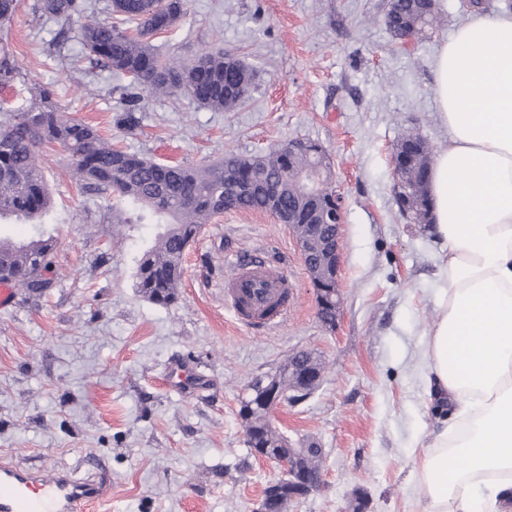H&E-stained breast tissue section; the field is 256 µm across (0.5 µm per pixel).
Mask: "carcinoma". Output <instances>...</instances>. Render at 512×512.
I'll return each instance as SVG.
<instances>
[{"label": "carcinoma", "mask_w": 512, "mask_h": 512, "mask_svg": "<svg viewBox=\"0 0 512 512\" xmlns=\"http://www.w3.org/2000/svg\"><path fill=\"white\" fill-rule=\"evenodd\" d=\"M39 11L49 20L79 21V39L85 56L95 65L128 79L122 87L126 103L120 126L133 129L140 91L155 95L179 92L214 111L231 112L251 94L253 70L222 50L205 51L189 67L179 60H164L151 39L175 26L188 11V0H112L115 21L101 22L85 15L81 0H40ZM438 22L422 0H394L385 24L399 40L414 36ZM19 75L17 60L8 47H0V86L11 87ZM59 146L69 154L73 173L82 186L108 194L119 203L144 210L139 221L165 225L156 244L146 252L136 271V288L150 301L168 305L178 299L185 249L202 225L224 212V192L238 188L233 209L270 213L293 224L336 223V191L327 186L316 204L302 200L289 173L322 162L321 147L308 140L297 150L284 145L267 156L230 154L229 162L189 166L165 165L138 154L104 144L97 131L64 115L55 92L44 87L38 100L6 113L0 123V218L36 220L51 208V195L43 177L39 149ZM430 149L426 142L401 170L405 183L399 211L416 224L430 223L427 191ZM54 240L41 233L21 242L0 239V280L11 279L30 294L33 276L40 287L54 284L49 255ZM304 358L319 371L323 366L311 353L300 350L288 356L278 375L280 390L288 395L295 373L289 365ZM239 415L254 448L295 455L287 439L273 426L270 411L251 400L241 404Z\"/></svg>", "instance_id": "cac0c4a2"}]
</instances>
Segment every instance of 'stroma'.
Masks as SVG:
<instances>
[{"label": "stroma", "mask_w": 512, "mask_h": 512, "mask_svg": "<svg viewBox=\"0 0 512 512\" xmlns=\"http://www.w3.org/2000/svg\"><path fill=\"white\" fill-rule=\"evenodd\" d=\"M37 3L18 0L0 37L20 66L0 101L25 105L50 87L70 118L160 163L320 143L344 207L342 308L336 327H323L291 230L239 211L212 218L189 245L175 303L144 298L135 273L162 225L130 210L113 223L111 198L82 189L65 152L46 151L51 211L37 224L0 220V236L56 241L53 287L17 289L0 308V457L76 479L104 464L112 496L88 512H255L280 470L251 454L240 404L305 350L324 365L321 383L273 419L293 445L323 448L324 483L287 512H421L420 443L451 418L424 394L420 367L437 310V245L398 210L391 152L407 129L432 152L447 146L432 59L469 0H443L437 26L403 45L384 24L388 0H190L177 26L155 36L157 51L188 62L224 49L254 70L255 89L232 112L142 94L130 132L115 123L119 78L84 58L76 23L45 20ZM257 250L286 263L297 301L280 325L254 331L225 307L224 273L230 258ZM177 362L206 385L169 386Z\"/></svg>", "instance_id": "1"}]
</instances>
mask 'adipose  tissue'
<instances>
[{
	"label": "adipose tissue",
	"mask_w": 512,
	"mask_h": 512,
	"mask_svg": "<svg viewBox=\"0 0 512 512\" xmlns=\"http://www.w3.org/2000/svg\"><path fill=\"white\" fill-rule=\"evenodd\" d=\"M432 71L448 147L428 182L440 279L424 378L463 423L425 445L420 490L425 512H512V13L460 24Z\"/></svg>",
	"instance_id": "ef3b65f1"
}]
</instances>
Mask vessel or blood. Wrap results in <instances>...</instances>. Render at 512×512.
Masks as SVG:
<instances>
[{
    "label": "vessel or blood",
    "mask_w": 512,
    "mask_h": 512,
    "mask_svg": "<svg viewBox=\"0 0 512 512\" xmlns=\"http://www.w3.org/2000/svg\"><path fill=\"white\" fill-rule=\"evenodd\" d=\"M285 267L254 253L230 260L224 275V304L249 329L277 326L295 306ZM112 488V476L97 469L88 478L68 473L23 471L0 462V512H83L86 503Z\"/></svg>",
    "instance_id": "obj_1"
}]
</instances>
